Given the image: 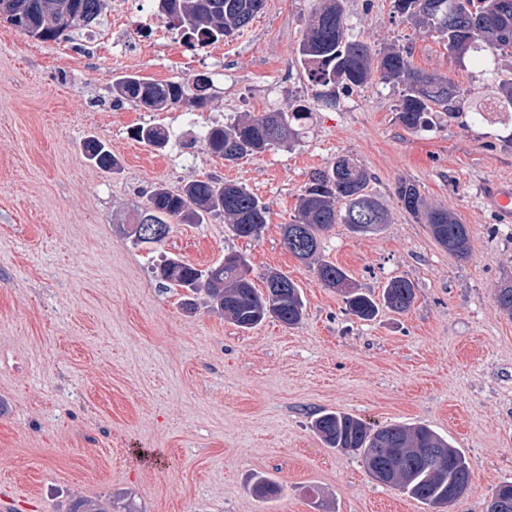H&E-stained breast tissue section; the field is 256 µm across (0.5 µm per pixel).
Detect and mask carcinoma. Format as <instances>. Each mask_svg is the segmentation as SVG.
Segmentation results:
<instances>
[{"mask_svg": "<svg viewBox=\"0 0 512 512\" xmlns=\"http://www.w3.org/2000/svg\"><path fill=\"white\" fill-rule=\"evenodd\" d=\"M172 2V10L165 14L168 25L178 31L195 28L189 42L192 48L235 37L264 6V0ZM105 6L106 0H0V18L18 31H39L41 41H57L86 28L83 19L97 20ZM394 9L414 26L437 34L456 60L469 57L485 65L490 50L500 59L512 57V0H394ZM297 62L314 87L312 103L213 126L200 136L209 150L234 164L247 156L289 146L300 135L296 123L310 118L311 106L334 109L339 93L376 79L403 87L396 119L411 132L430 127L434 112L455 115L464 100L461 89L448 77L414 67L411 52L395 47L376 52L368 43L350 39L342 0H321L315 8L299 44ZM112 89L117 99L150 111L183 105L202 108L211 101L197 95L191 77L159 83L125 74L115 79ZM491 98L498 111L512 112V79L499 80L491 89ZM137 138L162 150L170 134L161 126L147 125L137 130ZM82 150L103 171L118 167L108 145L94 136L83 141ZM370 181L369 172L346 156H338L328 167L313 172L299 195L293 222L282 225L288 251L305 262L315 259L321 251L322 235L335 224L347 225L356 235L379 233L389 223V213L368 191ZM394 194L406 213L428 226L444 250L460 259L469 257L468 227L454 213L426 204L417 186L404 179L398 180ZM213 214L224 216L235 236L256 239L267 224L268 209L236 183L194 179L176 191L158 185L125 233L137 245H159L168 238L171 224H202ZM155 272L167 286L185 291V308H194L195 296L203 292L214 310L243 330L269 317L296 326L303 317L299 286L275 272L265 278V292L257 291L249 263L239 253L204 270L177 257H165ZM316 277L323 287L339 289L348 310L363 321L375 319L382 309L405 313L416 298L415 285L399 276L387 282L377 300L351 287L350 275L329 261L317 262ZM494 303L512 316V282L496 289ZM312 427L327 447L361 457L372 475L388 476L389 486L431 509L458 501L468 490L470 470L464 454L426 425L388 424L374 429L355 416L324 412ZM250 492L261 501H271L281 493V487L257 476ZM486 512H512V482L496 486Z\"/></svg>", "mask_w": 512, "mask_h": 512, "instance_id": "obj_1", "label": "carcinoma"}]
</instances>
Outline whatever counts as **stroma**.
<instances>
[{
  "label": "stroma",
  "instance_id": "obj_1",
  "mask_svg": "<svg viewBox=\"0 0 512 512\" xmlns=\"http://www.w3.org/2000/svg\"><path fill=\"white\" fill-rule=\"evenodd\" d=\"M314 7L265 0L238 36L201 52L155 0H111L89 30L57 42L0 19V494L26 498L30 512H69L79 497L111 500L112 512H429L371 478L359 456L326 447L311 427L322 411L448 437L471 471L448 512H485L512 481V317L494 304L512 280V222L483 201L487 182L512 180V114L471 112L494 77H512V58L496 70L456 61L393 0H345L354 39L409 49L416 67L465 89L461 112L409 132L396 118L401 86L375 81L313 110L292 146L225 164L198 143L204 130L311 99L295 50ZM200 71L213 80L201 109L148 112L112 93L124 74ZM146 125L169 131L165 151L136 139ZM89 136L118 170L87 160ZM339 156L369 171L392 221L368 236L334 225L321 257L375 295L409 278L406 313L358 320L283 242L311 174ZM401 178L467 225L468 259L404 212ZM192 179L245 185L269 208L261 236L233 237L219 216L173 225L149 247L120 233L155 186ZM230 252L248 259L257 289L271 271L298 283L300 325L240 329L205 304L185 309L182 290L151 273L165 255L203 269ZM258 474L281 486L278 498L249 493Z\"/></svg>",
  "mask_w": 512,
  "mask_h": 512
}]
</instances>
